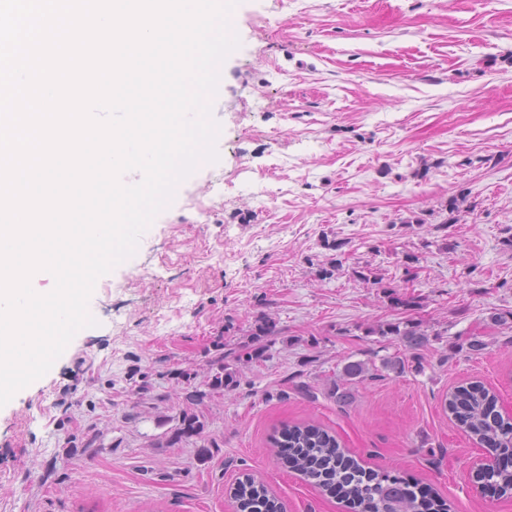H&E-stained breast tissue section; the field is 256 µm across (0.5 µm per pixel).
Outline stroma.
Here are the masks:
<instances>
[{
	"label": "stroma",
	"mask_w": 512,
	"mask_h": 512,
	"mask_svg": "<svg viewBox=\"0 0 512 512\" xmlns=\"http://www.w3.org/2000/svg\"><path fill=\"white\" fill-rule=\"evenodd\" d=\"M231 23L220 159L97 280L95 326L0 407V512H236L247 474L286 512H349L276 457L271 435L299 422L450 512H512L476 491L483 448L443 410L474 380L512 409V328L489 321L512 309V0H240ZM330 240L347 260L324 278ZM388 286L417 308L391 307ZM262 313L270 358L232 361L239 387L191 404L214 342L239 348ZM405 319L431 339L398 377L381 361L404 346L375 329ZM473 334L481 354L455 348ZM358 360L373 374L339 406ZM189 407L204 432L175 439Z\"/></svg>",
	"instance_id": "obj_1"
}]
</instances>
